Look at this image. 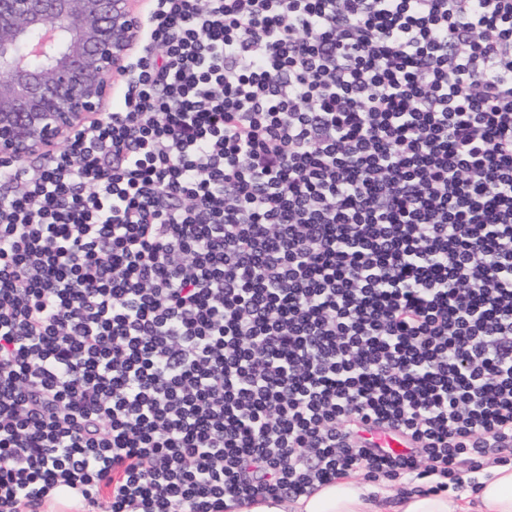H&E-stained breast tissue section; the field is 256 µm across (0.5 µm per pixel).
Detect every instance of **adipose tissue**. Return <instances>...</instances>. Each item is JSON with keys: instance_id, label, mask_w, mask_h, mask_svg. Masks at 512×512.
Masks as SVG:
<instances>
[{"instance_id": "ef3b65f1", "label": "adipose tissue", "mask_w": 512, "mask_h": 512, "mask_svg": "<svg viewBox=\"0 0 512 512\" xmlns=\"http://www.w3.org/2000/svg\"><path fill=\"white\" fill-rule=\"evenodd\" d=\"M491 476L477 491H465L457 500L441 494H407L388 502L372 486L356 477H344L321 486L311 495L256 502L245 512H512V465L491 467Z\"/></svg>"}]
</instances>
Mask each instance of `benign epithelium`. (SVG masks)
Returning <instances> with one entry per match:
<instances>
[{
    "mask_svg": "<svg viewBox=\"0 0 512 512\" xmlns=\"http://www.w3.org/2000/svg\"><path fill=\"white\" fill-rule=\"evenodd\" d=\"M143 0H0V157L48 153L101 118L140 47Z\"/></svg>",
    "mask_w": 512,
    "mask_h": 512,
    "instance_id": "7a95c632",
    "label": "benign epithelium"
}]
</instances>
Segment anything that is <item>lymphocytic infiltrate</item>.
<instances>
[{
	"label": "lymphocytic infiltrate",
	"mask_w": 512,
	"mask_h": 512,
	"mask_svg": "<svg viewBox=\"0 0 512 512\" xmlns=\"http://www.w3.org/2000/svg\"><path fill=\"white\" fill-rule=\"evenodd\" d=\"M0 182V512L512 463V0H153ZM360 435L377 448H386L393 452H402L412 448V443L402 436H394L377 428L367 429Z\"/></svg>",
	"instance_id": "1"
}]
</instances>
